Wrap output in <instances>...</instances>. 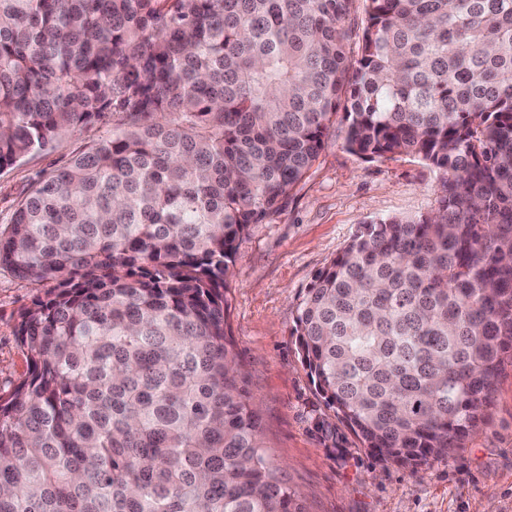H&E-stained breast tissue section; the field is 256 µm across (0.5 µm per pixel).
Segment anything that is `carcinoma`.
<instances>
[{"instance_id":"1","label":"carcinoma","mask_w":512,"mask_h":512,"mask_svg":"<svg viewBox=\"0 0 512 512\" xmlns=\"http://www.w3.org/2000/svg\"><path fill=\"white\" fill-rule=\"evenodd\" d=\"M0 0V268L50 283L0 395V512H304L226 331L230 267L343 114L437 206L357 225L297 306L301 361L375 456L465 447L512 351V0ZM110 130L112 121L107 125L82 128L56 143L52 149L30 155L0 172V225L8 224L23 192L41 176L66 166L75 152L91 145Z\"/></svg>"}]
</instances>
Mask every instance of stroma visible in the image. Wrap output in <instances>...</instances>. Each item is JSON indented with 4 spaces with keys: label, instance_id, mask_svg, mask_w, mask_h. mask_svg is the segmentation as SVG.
<instances>
[{
    "label": "stroma",
    "instance_id": "35a3bbf8",
    "mask_svg": "<svg viewBox=\"0 0 512 512\" xmlns=\"http://www.w3.org/2000/svg\"><path fill=\"white\" fill-rule=\"evenodd\" d=\"M107 132L82 128L47 151L0 172V225L41 176ZM332 128L307 175L281 210L252 226L231 267L227 330L254 397L278 474L303 498L305 512H512V359L495 383L485 420L463 448L415 467L362 448L317 393L294 334L296 307L316 274L346 247L357 225L416 216L438 200L437 175L417 157L365 161ZM45 282L0 269V391L26 372L15 337L19 313Z\"/></svg>",
    "mask_w": 512,
    "mask_h": 512
}]
</instances>
